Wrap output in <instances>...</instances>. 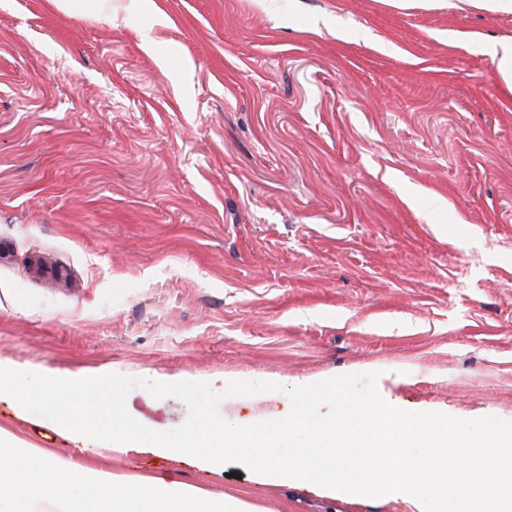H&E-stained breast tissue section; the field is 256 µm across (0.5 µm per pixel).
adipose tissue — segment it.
I'll list each match as a JSON object with an SVG mask.
<instances>
[{
  "label": "adipose tissue",
  "mask_w": 512,
  "mask_h": 512,
  "mask_svg": "<svg viewBox=\"0 0 512 512\" xmlns=\"http://www.w3.org/2000/svg\"><path fill=\"white\" fill-rule=\"evenodd\" d=\"M52 498H45V490ZM0 512H247L173 478L131 481L67 452L25 447L0 432Z\"/></svg>",
  "instance_id": "1"
}]
</instances>
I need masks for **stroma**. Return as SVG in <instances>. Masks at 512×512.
<instances>
[{
  "label": "stroma",
  "mask_w": 512,
  "mask_h": 512,
  "mask_svg": "<svg viewBox=\"0 0 512 512\" xmlns=\"http://www.w3.org/2000/svg\"><path fill=\"white\" fill-rule=\"evenodd\" d=\"M455 2L112 0L107 21L0 0V361L281 384L223 398L227 420L375 371L402 409L512 420V91L491 56L512 7ZM126 402L152 430L188 414ZM0 429L252 512H410L102 458L5 404Z\"/></svg>",
  "instance_id": "stroma-1"
}]
</instances>
